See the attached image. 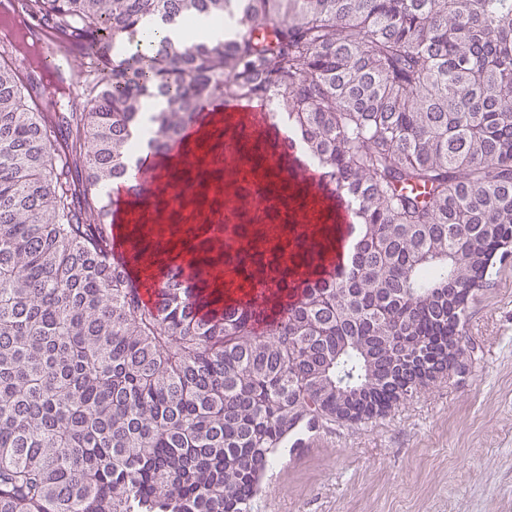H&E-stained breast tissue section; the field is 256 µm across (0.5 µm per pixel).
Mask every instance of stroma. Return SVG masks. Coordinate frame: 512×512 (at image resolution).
I'll use <instances>...</instances> for the list:
<instances>
[{
    "instance_id": "1",
    "label": "stroma",
    "mask_w": 512,
    "mask_h": 512,
    "mask_svg": "<svg viewBox=\"0 0 512 512\" xmlns=\"http://www.w3.org/2000/svg\"><path fill=\"white\" fill-rule=\"evenodd\" d=\"M462 345L388 412L285 441L253 512H512V257L470 298Z\"/></svg>"
}]
</instances>
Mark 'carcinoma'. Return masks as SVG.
I'll return each instance as SVG.
<instances>
[{
  "mask_svg": "<svg viewBox=\"0 0 512 512\" xmlns=\"http://www.w3.org/2000/svg\"><path fill=\"white\" fill-rule=\"evenodd\" d=\"M87 42L70 82L91 111L43 112L28 84L55 51L0 39V512H251L288 435L383 413L435 380L410 363L460 335L512 239V0H22ZM236 20L175 49L145 23ZM150 148L184 142L217 101L283 112L360 237L337 276L300 289L278 247L226 252L181 228L191 276L164 263L145 299L112 257L102 187L128 173L144 104ZM306 243L315 261L325 233ZM264 281L228 303L224 264Z\"/></svg>",
  "mask_w": 512,
  "mask_h": 512,
  "instance_id": "obj_1",
  "label": "carcinoma"
}]
</instances>
